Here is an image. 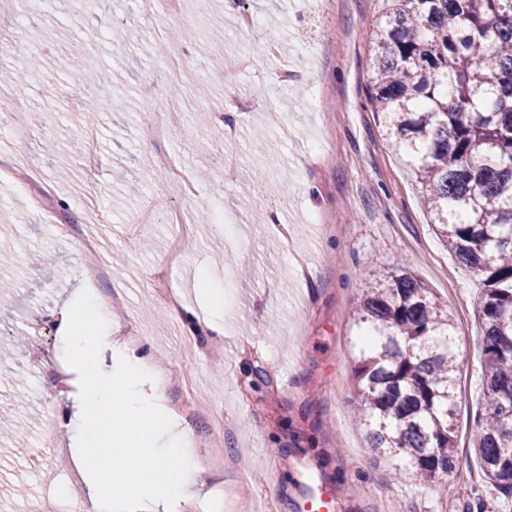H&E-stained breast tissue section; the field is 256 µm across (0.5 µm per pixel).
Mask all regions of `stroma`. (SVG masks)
I'll use <instances>...</instances> for the list:
<instances>
[{
	"instance_id": "stroma-1",
	"label": "stroma",
	"mask_w": 512,
	"mask_h": 512,
	"mask_svg": "<svg viewBox=\"0 0 512 512\" xmlns=\"http://www.w3.org/2000/svg\"><path fill=\"white\" fill-rule=\"evenodd\" d=\"M385 0H165L142 14L137 0H46L41 11L0 25V42L41 59L24 92L0 86L8 117L34 134L17 144L0 131V171L28 165L39 178L19 190L0 185V512H31L68 487L84 493L74 464L68 393L52 390L64 361L59 316L81 291L112 296V333L135 331L168 380L145 396L175 403L173 381L192 375L201 405L187 421L192 456L206 483L222 486L221 512H295L315 478L335 484L338 512H512L488 484L470 440L484 409L476 311L481 285L440 241L411 168L389 147L384 118L368 100V34ZM251 26L237 24L242 12ZM138 32L120 57L112 26ZM188 46L192 66L172 82L161 62L171 44ZM83 53L96 87L74 81L65 63ZM250 62L233 76L226 55ZM207 85L199 112L180 104ZM173 108L169 134L144 132L158 104ZM94 124L95 180L71 162L74 143ZM235 135L225 139V127ZM237 160L224 182V157ZM178 163L196 183L184 197L163 177ZM180 205L193 223L180 264L165 267L179 229L159 213ZM279 213L278 236L265 220ZM67 224L59 237L46 219ZM85 233L110 269L87 283L75 235ZM401 258L448 305L457 342L458 457L443 480H395L383 458L365 452L355 423L353 369L358 328L350 310L370 279ZM224 293L223 340L191 332L161 295L210 309L201 277ZM55 428L43 433L44 420ZM54 457L32 465L30 448Z\"/></svg>"
}]
</instances>
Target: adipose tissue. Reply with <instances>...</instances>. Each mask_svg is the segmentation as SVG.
<instances>
[{"label":"adipose tissue","instance_id":"obj_1","mask_svg":"<svg viewBox=\"0 0 512 512\" xmlns=\"http://www.w3.org/2000/svg\"><path fill=\"white\" fill-rule=\"evenodd\" d=\"M60 350L83 372L74 417L82 426L87 498L107 512L113 498L150 500L175 512L196 493L198 467L183 445L187 427L163 397H145L144 377L163 382L150 359L117 342L107 308L94 299L62 313Z\"/></svg>","mask_w":512,"mask_h":512}]
</instances>
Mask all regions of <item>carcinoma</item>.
Returning a JSON list of instances; mask_svg holds the SVG:
<instances>
[{"label":"carcinoma","instance_id":"obj_1","mask_svg":"<svg viewBox=\"0 0 512 512\" xmlns=\"http://www.w3.org/2000/svg\"><path fill=\"white\" fill-rule=\"evenodd\" d=\"M371 33L370 102L423 189L431 223L482 278L485 413L472 435L488 483L512 496V0H392ZM366 450L432 483L455 465L456 342L448 309L402 259L353 310Z\"/></svg>","mask_w":512,"mask_h":512}]
</instances>
